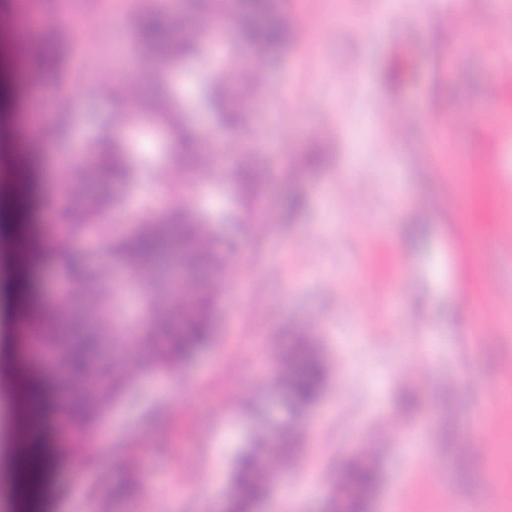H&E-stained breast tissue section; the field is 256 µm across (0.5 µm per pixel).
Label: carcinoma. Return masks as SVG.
I'll list each match as a JSON object with an SVG mask.
<instances>
[{
  "label": "carcinoma",
  "mask_w": 512,
  "mask_h": 512,
  "mask_svg": "<svg viewBox=\"0 0 512 512\" xmlns=\"http://www.w3.org/2000/svg\"><path fill=\"white\" fill-rule=\"evenodd\" d=\"M206 7L231 19L229 37L224 40V73L207 78L201 86L202 102L216 125L242 134L252 123L245 98L260 82L255 70H244L237 49L245 45L260 57L276 54L288 41L283 19L286 0H208ZM141 51L148 57H161L174 68L202 56V37L192 39L178 33V26L166 13L144 9L134 17ZM151 88L135 91L124 83H102L98 89L119 102H135L127 114L129 124L141 120L152 123L172 140L184 137L181 111L167 71L157 70ZM83 162L112 177L115 186L136 185L147 173L180 198L183 186L166 179L168 166L208 169L210 159L197 152L173 149L164 157H140L126 138L107 143L90 142L80 151ZM224 180L233 184L236 206L229 215L231 224L250 226L262 220L261 191L264 171L249 154L238 156ZM70 254L64 264L69 287L57 294V301L73 302L76 289L94 276L97 257L110 254L127 272L126 288H116L102 300L92 318L78 317L58 322L48 330L35 329L28 342L57 350L59 367L73 380L90 384L93 392L75 397L69 415L74 425L91 435L102 426L103 412L121 402L143 374H172L209 338L210 317L216 305L212 288L189 284L196 269L221 277L233 264V245L223 239L216 224L201 219L183 204L155 212L147 207L138 222L119 238L112 237L110 225L90 216L87 223L66 224ZM109 345L123 359L121 364L96 365L98 352ZM277 383L288 397V424L278 441L270 444L262 431L251 435L246 448L234 461L231 489L224 501V512H251L254 503L269 490L270 447L280 458L293 463L298 444L294 424L316 398L325 381L320 353L310 340L299 336L277 360ZM22 480L26 490L35 491L34 477L43 459L34 446L20 449ZM375 470L360 464L343 471L329 500L333 512H365L364 492L373 485ZM138 485L131 478L117 480L112 494L117 498L136 494Z\"/></svg>",
  "instance_id": "carcinoma-1"
}]
</instances>
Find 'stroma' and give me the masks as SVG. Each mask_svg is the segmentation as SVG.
Listing matches in <instances>:
<instances>
[{
  "label": "stroma",
  "instance_id": "35a3bbf8",
  "mask_svg": "<svg viewBox=\"0 0 512 512\" xmlns=\"http://www.w3.org/2000/svg\"><path fill=\"white\" fill-rule=\"evenodd\" d=\"M148 5L223 44L225 20L198 15L192 0H0V184L27 174L30 240L18 270L0 230V512H166L170 501L224 512L248 438H276L288 417L272 376L299 335L319 349L327 382L298 420L300 464H273L253 512H287L296 492L308 495L302 512H324L331 473L359 460L378 471L368 512H512V74L502 69L512 0H288V45L262 61L254 125L237 138L268 174L264 229L223 225L238 256L211 282L210 342L179 377L140 378L103 422L109 449L74 466L84 446L59 412L74 386L22 348L4 311L23 277L42 325L58 315L45 274L68 253L60 227L97 213L101 192L95 172L66 181L57 168L113 131L119 109L77 74L146 82L160 63L138 58L131 24ZM29 12L43 19L32 36L10 25ZM383 14L386 28L375 27ZM51 35L64 65L32 75ZM199 67L187 61L170 79L194 150L220 160L225 134L200 102ZM63 90L75 108L52 111ZM48 119L61 136H2ZM305 145L321 166H305ZM153 192L146 178L121 188L113 235ZM292 193L301 209L285 208ZM23 364L47 387L34 503L16 493ZM131 470L138 496L115 499L114 479Z\"/></svg>",
  "mask_w": 512,
  "mask_h": 512
}]
</instances>
